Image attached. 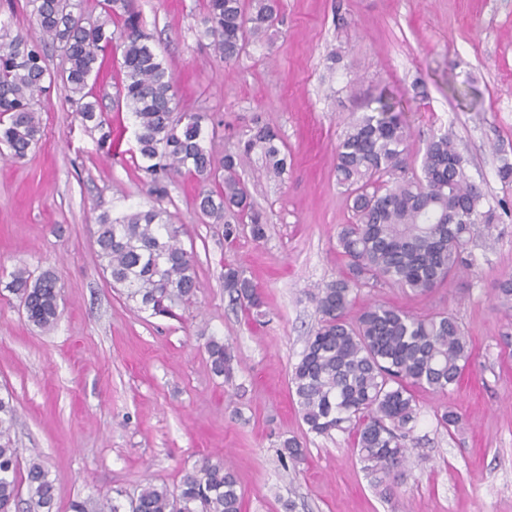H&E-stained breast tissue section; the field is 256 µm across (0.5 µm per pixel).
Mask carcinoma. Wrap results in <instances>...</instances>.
Instances as JSON below:
<instances>
[{"mask_svg": "<svg viewBox=\"0 0 512 512\" xmlns=\"http://www.w3.org/2000/svg\"><path fill=\"white\" fill-rule=\"evenodd\" d=\"M280 0H206L198 19L200 34L216 56L239 58L249 40L265 35L278 19ZM34 37L0 35V156L25 160L42 136L36 105L56 79L70 92L81 124L107 125L90 83L103 59L121 52L116 109H126L134 127L135 149L150 176V194L168 197V184L188 174L199 189L194 207L210 224L224 225V240H236L234 217L251 224L254 240L266 236L267 220L252 202L238 169L261 151L266 171H287L279 132L254 119L233 153L216 161V129L202 112L178 111L173 73L144 28L136 0H101L102 17H85L81 0H25ZM58 46L65 67L46 65L44 47ZM376 111L355 119L336 148V181L344 189L354 222L341 226L336 250L344 272L312 293L319 315L291 373L298 411L307 431L319 436L347 432L353 451L372 485L391 494L389 480L407 462L405 439L419 414L415 389L445 391L457 384L473 357L469 336L458 318L445 311L424 316L368 304L355 322L345 319L358 288L395 287L426 294L470 268L476 226L498 222L497 206L472 182L451 132L433 134L420 158V171L407 163L409 133L390 98L379 97ZM181 227L166 210L136 209L121 217H96L98 267L109 284L121 288L141 312L165 314L169 305L193 298L201 288L193 252L181 246ZM28 320L46 328L58 319L60 287L48 271L37 278L25 269L0 277ZM495 299L512 304V276L499 279ZM224 293L248 313L262 314L261 294L240 266L224 270ZM205 350L212 372L230 376L235 356L224 339L210 337ZM17 408L12 394L0 396V512L25 504L26 512H54L55 486L45 467L32 461L21 475L12 431ZM282 453L295 465L304 460L302 442L287 438ZM26 485L28 498H20ZM122 492L99 512H241L238 482L224 461L205 460L185 471L173 492L149 484L137 497Z\"/></svg>", "mask_w": 512, "mask_h": 512, "instance_id": "obj_1", "label": "carcinoma"}]
</instances>
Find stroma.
Returning <instances> with one entry per match:
<instances>
[{
  "instance_id": "1",
  "label": "stroma",
  "mask_w": 512,
  "mask_h": 512,
  "mask_svg": "<svg viewBox=\"0 0 512 512\" xmlns=\"http://www.w3.org/2000/svg\"><path fill=\"white\" fill-rule=\"evenodd\" d=\"M281 4L267 38L226 63L197 32L205 0L137 2L175 73L180 111L220 120L216 155L235 150L257 114L279 129L288 153L283 177L268 175L257 152L242 169L267 219L260 241L245 231L225 243L194 210V179L170 185L162 205L182 226L202 283L171 314L138 312L106 283L95 255L100 212L119 217L154 203L131 154L133 132L102 149L58 83L38 106L37 148L21 163L0 159V272L50 270L61 288L60 316L48 329L0 291V395L15 398L20 463L42 460L57 512L75 501L96 508L150 483L176 489L205 458L229 462L242 512H512V362L499 357L512 308L493 291L512 275V185L497 176L502 158L512 159V0ZM383 91L404 108L411 156L432 132L451 130L475 184L505 206L498 224L475 236V266L449 284L425 295L361 288L348 310L351 320L374 302L413 315L447 310L473 346L457 386L417 390L409 460L389 497L371 485L351 436L308 432L290 384L317 325L310 294L338 278L336 235L352 220L336 183V145ZM228 265L244 267L260 289L262 316L230 305ZM212 336L233 346L231 378L209 368ZM446 407L461 417L452 433L436 419ZM292 436L307 450L296 469L280 458Z\"/></svg>"
}]
</instances>
